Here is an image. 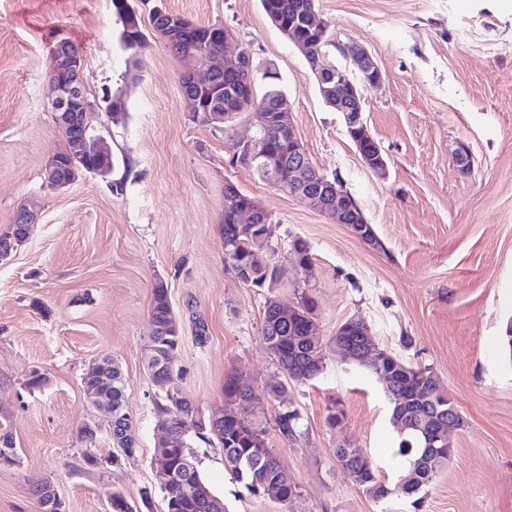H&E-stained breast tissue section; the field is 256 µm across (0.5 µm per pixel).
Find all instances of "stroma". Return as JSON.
I'll return each mask as SVG.
<instances>
[{"label": "stroma", "instance_id": "35a3bbf8", "mask_svg": "<svg viewBox=\"0 0 512 512\" xmlns=\"http://www.w3.org/2000/svg\"><path fill=\"white\" fill-rule=\"evenodd\" d=\"M170 13L233 32L241 48L273 65L312 165L340 180L372 224L360 239L312 204L230 163L235 143L252 137L247 117L212 128L191 118L180 76L184 64L154 32L149 0H139L146 44L131 68L112 0H0V230L17 207L38 203L28 239L0 264V422L18 461L0 467V512H40L37 482L51 484L67 512H108L118 492L134 506L150 494L165 512L151 459L160 389L144 369L152 332L154 285L164 282L183 321L174 363L200 414L224 407V377L236 371L255 393L246 408L298 487L289 503L246 494L224 469L222 448L198 442V468L228 512H512V355L497 340L512 323V0H316L342 50L366 48L383 73L366 94L364 118L387 161L367 167L342 113L323 102L305 57L275 27L260 0H164ZM85 56L94 104L116 158L109 182L86 176L51 190L43 170L60 135L50 111L48 49L57 40ZM122 92L126 116L112 120L107 97ZM469 155V167L457 162ZM232 181L270 214L280 285L273 294L316 303L321 335L363 320L379 346L432 368L463 418L453 456L428 487L421 508L393 495L377 502L337 466L339 443L366 450L383 481L394 434L375 380L332 354L323 376L292 383L297 433L281 435L278 402L266 393L282 380L261 341L270 293L245 286L224 262V183ZM301 238L314 258L301 273L289 243ZM208 325L198 343L190 317ZM109 358L126 379V410L136 456L119 449L88 400L82 376ZM44 382L34 387L32 373ZM341 402L332 428L327 409ZM98 460L87 467L86 454Z\"/></svg>", "mask_w": 512, "mask_h": 512}]
</instances>
